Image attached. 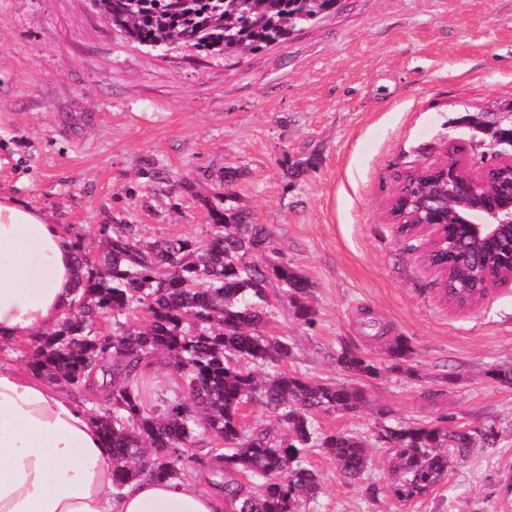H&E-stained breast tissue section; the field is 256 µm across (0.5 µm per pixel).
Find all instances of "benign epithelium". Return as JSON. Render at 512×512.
<instances>
[{"label":"benign epithelium","instance_id":"7a95c632","mask_svg":"<svg viewBox=\"0 0 512 512\" xmlns=\"http://www.w3.org/2000/svg\"><path fill=\"white\" fill-rule=\"evenodd\" d=\"M494 166L512 172V138L490 143ZM439 174L418 201L419 251L473 268L483 279V299L512 284V188H490L488 168H466L455 146L428 166Z\"/></svg>","mask_w":512,"mask_h":512}]
</instances>
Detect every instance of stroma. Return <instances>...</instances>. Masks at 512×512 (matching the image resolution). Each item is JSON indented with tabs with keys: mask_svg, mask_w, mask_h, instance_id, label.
<instances>
[{
	"mask_svg": "<svg viewBox=\"0 0 512 512\" xmlns=\"http://www.w3.org/2000/svg\"><path fill=\"white\" fill-rule=\"evenodd\" d=\"M512 121V0H341L287 39L224 60L146 53L89 0H0V192L45 212L87 252L100 225L135 224L150 241L207 240L206 201L225 192L312 284L316 324L270 291V334L293 347L266 373L349 382L347 347L378 364L364 407L320 413L321 433L369 441L367 473L345 483L321 448L306 512H512V286L460 312L389 222L400 172L457 145L470 169L488 153V121ZM397 338L413 375L388 369ZM454 416L493 427L447 479L401 503L378 425Z\"/></svg>",
	"mask_w": 512,
	"mask_h": 512,
	"instance_id": "stroma-1",
	"label": "stroma"
}]
</instances>
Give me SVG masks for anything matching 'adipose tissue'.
Segmentation results:
<instances>
[{
	"label": "adipose tissue",
	"instance_id": "ef3b65f1",
	"mask_svg": "<svg viewBox=\"0 0 512 512\" xmlns=\"http://www.w3.org/2000/svg\"><path fill=\"white\" fill-rule=\"evenodd\" d=\"M76 252L60 225L0 195V343L55 328L76 288ZM112 453L88 407L0 365V512H224L203 479L139 478L113 487Z\"/></svg>",
	"mask_w": 512,
	"mask_h": 512
}]
</instances>
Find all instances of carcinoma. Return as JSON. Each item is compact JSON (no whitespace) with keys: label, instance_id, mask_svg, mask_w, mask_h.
Masks as SVG:
<instances>
[{"label":"carcinoma","instance_id":"cac0c4a2","mask_svg":"<svg viewBox=\"0 0 512 512\" xmlns=\"http://www.w3.org/2000/svg\"><path fill=\"white\" fill-rule=\"evenodd\" d=\"M98 12L146 48L173 40L222 58L262 49L294 30L336 12L340 0H92ZM210 238L199 243L171 238L148 241L133 224H103L101 256L90 257L80 241L76 292L70 312L53 333L35 340L30 371L81 391L97 373L110 376L103 403L91 409L112 450L116 487L141 476L180 481L187 463L210 473L224 492L225 512H305L319 478L304 464L310 448L336 460L341 477L359 479L367 470V444L355 435H320L312 416L356 413L365 403L357 386L319 383L288 372L261 376L259 365L292 355L287 339L271 336L269 288L290 293L295 316L315 324L307 304L310 281L276 256L270 231L249 223L245 212L209 203ZM448 288L470 299L480 286L465 270H448ZM142 308L147 322L130 327L125 318ZM412 349L398 340L388 355L392 368L408 362ZM162 355L182 376L188 396L165 400L151 412L139 381L150 360ZM336 365L359 378L379 368L348 349ZM261 402L276 425L242 423V409ZM224 441V452L200 454L196 430ZM497 436L477 429L433 424L380 426L376 440L393 452L389 492L400 502L424 495L466 460L477 443Z\"/></svg>","mask_w":512,"mask_h":512}]
</instances>
